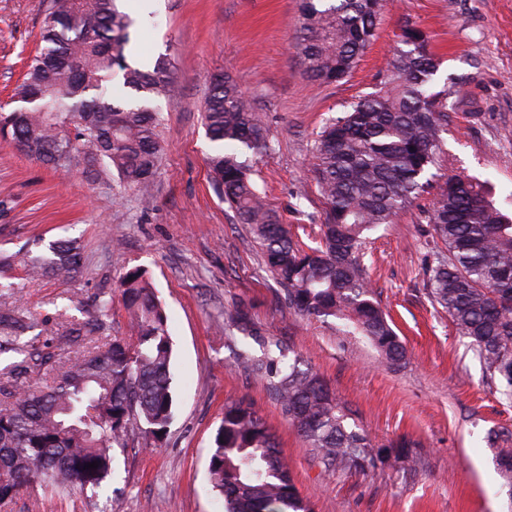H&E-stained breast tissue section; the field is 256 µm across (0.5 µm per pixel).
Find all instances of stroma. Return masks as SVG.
Wrapping results in <instances>:
<instances>
[{"label":"stroma","instance_id":"1","mask_svg":"<svg viewBox=\"0 0 512 512\" xmlns=\"http://www.w3.org/2000/svg\"><path fill=\"white\" fill-rule=\"evenodd\" d=\"M47 4L0 0V104L39 44ZM299 5L149 0L132 51L173 61L180 94L157 102L161 161L147 192L110 180L88 184L80 172L61 174L0 139V253L13 258V288L0 299L36 321L32 345L56 347L63 324L100 298L112 301L111 336L127 335L120 278L141 267L168 315L175 384L161 448L148 452L132 441L116 452L103 496L37 488L0 512H215L209 460L224 405L238 399L275 434L313 512H507L485 438L499 433L500 445L512 448V402L488 385L423 288L422 258L442 247L421 218L434 193L370 234L371 285L409 355L392 370L363 338L289 313L258 245L209 182L202 103L216 76L238 80L269 129L271 149L252 158V178L282 224L312 244L326 209L312 174L318 134L373 91L412 23L430 39L440 62L433 88L447 90L451 107L436 174L490 180L502 199L512 193V0H388L357 67L330 83L304 74L294 48ZM59 240L77 241L79 273L29 277L25 262ZM240 307L263 335L298 352L373 440L411 436L409 461L365 475L324 472L264 384L237 366L236 352L255 346L228 320Z\"/></svg>","mask_w":512,"mask_h":512}]
</instances>
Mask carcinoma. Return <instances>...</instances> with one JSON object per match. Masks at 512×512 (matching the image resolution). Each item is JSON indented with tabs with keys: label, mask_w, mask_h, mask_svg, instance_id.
<instances>
[{
	"label": "carcinoma",
	"mask_w": 512,
	"mask_h": 512,
	"mask_svg": "<svg viewBox=\"0 0 512 512\" xmlns=\"http://www.w3.org/2000/svg\"><path fill=\"white\" fill-rule=\"evenodd\" d=\"M386 0H301L295 49L307 78L337 82L356 66L375 37ZM135 18L117 0H49L40 44L15 87L14 107H0V137L29 157L95 182L110 178L145 189L160 160L155 102L177 93L167 64L126 60ZM377 88L328 124L314 144V179L326 205L319 245L305 249L266 206L250 177L248 155L268 147L264 121L230 75L214 79L203 104L212 144V183L239 223L263 249L283 286L288 310L306 319L334 321L344 336H361L389 367L408 361L407 350L375 297L364 263L367 234L411 208L429 189L424 211L445 253L426 267L431 302L468 341L486 378L512 398V211L496 204L488 182L467 175L434 184L432 169L448 126V92L432 91L439 61L426 35L402 31ZM53 257L30 270L64 278L79 272L72 241L50 245ZM129 332L92 351L90 336L112 323V301L99 300L84 320L58 337L67 353L56 386L0 385V503L33 488L70 486L96 498L112 475L114 450L137 434L144 450L159 446L173 419V341L161 301L132 268L121 277ZM231 323L268 350L243 352L237 365L265 383L270 396L324 471L367 473L406 457L409 436L378 444L352 422L349 411L318 374L300 367L294 350L251 329L237 311ZM34 327L21 308L0 301V355ZM51 353L36 354L9 374L41 370ZM495 468L512 498V448H499ZM96 462L98 467L85 465ZM224 512H312L263 418L243 402L224 404L209 460Z\"/></svg>",
	"instance_id": "carcinoma-1"
}]
</instances>
